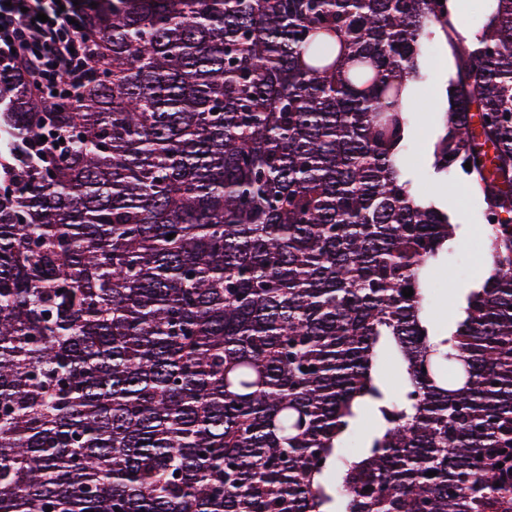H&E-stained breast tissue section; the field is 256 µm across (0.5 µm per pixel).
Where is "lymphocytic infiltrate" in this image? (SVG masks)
I'll return each mask as SVG.
<instances>
[{"instance_id":"f902f5d3","label":"lymphocytic infiltrate","mask_w":512,"mask_h":512,"mask_svg":"<svg viewBox=\"0 0 512 512\" xmlns=\"http://www.w3.org/2000/svg\"><path fill=\"white\" fill-rule=\"evenodd\" d=\"M92 0H0V64L31 75L39 98L72 95L85 68L84 24ZM46 21H38V14Z\"/></svg>"}]
</instances>
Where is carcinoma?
I'll return each instance as SVG.
<instances>
[{
	"instance_id": "obj_1",
	"label": "carcinoma",
	"mask_w": 512,
	"mask_h": 512,
	"mask_svg": "<svg viewBox=\"0 0 512 512\" xmlns=\"http://www.w3.org/2000/svg\"><path fill=\"white\" fill-rule=\"evenodd\" d=\"M85 37L71 99L0 68V512H512V0H101ZM442 38L431 165L490 265L441 320L406 154Z\"/></svg>"
}]
</instances>
